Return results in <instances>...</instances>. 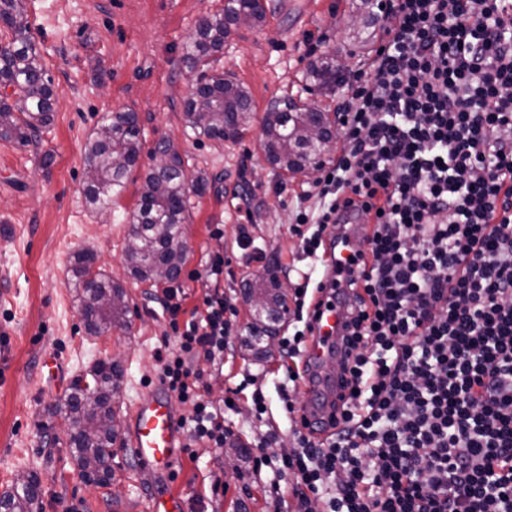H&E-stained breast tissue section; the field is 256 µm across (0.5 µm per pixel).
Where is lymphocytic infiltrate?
I'll return each mask as SVG.
<instances>
[{"instance_id":"1","label":"lymphocytic infiltrate","mask_w":512,"mask_h":512,"mask_svg":"<svg viewBox=\"0 0 512 512\" xmlns=\"http://www.w3.org/2000/svg\"><path fill=\"white\" fill-rule=\"evenodd\" d=\"M365 72L342 84L343 148L294 205L307 257L370 225L351 277L322 269L294 292L279 344L300 385L319 295L350 290L347 389L329 422L295 429L281 458L292 512H512V0H391ZM158 299L175 341L159 380L192 408L191 442L223 449L196 360L223 361L231 305L208 291Z\"/></svg>"}]
</instances>
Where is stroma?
<instances>
[{
	"label": "stroma",
	"mask_w": 512,
	"mask_h": 512,
	"mask_svg": "<svg viewBox=\"0 0 512 512\" xmlns=\"http://www.w3.org/2000/svg\"><path fill=\"white\" fill-rule=\"evenodd\" d=\"M226 0H23L31 34L57 93L52 126L22 147L0 140V365L8 381L0 385V493L11 491L16 476L38 475L37 512H143L154 494L124 438L112 449V485L86 483L61 418L76 378L101 361L121 360L123 378L112 398L117 428L128 407L147 396L157 381L156 353L169 331L168 319L152 295L163 284L141 282L125 262L129 217L137 205L144 171L152 165L159 138L177 147L190 176L203 178V193L192 196L187 225L188 254L178 278L186 308L201 304L203 270L211 251L223 249L228 276L219 287L235 299L237 332L224 351V364L205 365V395L218 401L230 387L241 392L224 409L229 431L223 450L198 443L182 455L176 485L188 512H273L270 469H256L258 449L268 455L295 446L283 409L280 384L289 364L279 346L252 339L255 313L245 293L258 272L245 265L235 239L240 224L254 219L255 236L267 250V263L289 270V288L315 262L291 231V202L308 189L305 177H292L269 165L259 145L261 119L274 101L288 95L317 101L335 111L338 93L309 88V64L330 54L350 71L366 69L387 26L350 25L357 0H265L262 26L233 28L217 64L250 96L252 118L238 139L221 142L186 131L183 105L196 84L182 57L203 16L221 11ZM139 117L142 151L127 187L108 211L90 208L84 145L112 112ZM50 166H42L44 154ZM224 227L223 241L209 235ZM92 253L94 267L125 290L133 321L130 331L89 333L80 312L73 258ZM56 357L59 372L44 363ZM262 390L268 411L255 415L251 396ZM224 489L214 492L213 473Z\"/></svg>",
	"instance_id": "1"
}]
</instances>
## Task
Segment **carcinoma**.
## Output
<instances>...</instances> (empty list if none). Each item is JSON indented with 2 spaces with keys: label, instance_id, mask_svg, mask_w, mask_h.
I'll use <instances>...</instances> for the list:
<instances>
[{
  "label": "carcinoma",
  "instance_id": "1",
  "mask_svg": "<svg viewBox=\"0 0 512 512\" xmlns=\"http://www.w3.org/2000/svg\"><path fill=\"white\" fill-rule=\"evenodd\" d=\"M241 15L251 25L266 21L263 0H227L224 11L198 22L182 58L184 66L198 74L195 91L186 100L183 121L197 137L224 140L239 133L251 119L249 96L239 84L213 68L216 55ZM11 39L0 47V86L17 88L16 100L0 97V139L25 146L53 121L56 92L47 76L21 0H0V26ZM310 83L320 89L336 86L338 74L333 59L326 56L308 68ZM324 123L322 109L314 103L286 98L272 103L262 123L260 147L269 164L284 172H297L320 155L310 130ZM105 136L95 132L84 146L87 172L85 198L95 210H103L126 187L128 172L141 155L140 127L135 112L112 113ZM156 151L162 155L142 177L137 209L130 215L134 245L126 247L125 258L131 274L141 282L172 281L186 261L188 246L181 234L190 204V194L203 190L202 180L188 175L184 161L168 140H160ZM93 259L82 253L74 258V271L81 293V312L89 332L99 334L118 328L127 330L131 309L123 288L98 274L91 276ZM267 293L258 316L271 324L285 306V300L270 290L263 276L253 284ZM123 368L116 361L97 363L86 378L94 391L76 380L64 411L70 442L87 482L106 484L112 479L109 460L116 429L112 423V395L120 386ZM41 494L40 481L32 475L4 496L5 512H35Z\"/></svg>",
  "mask_w": 512,
  "mask_h": 512
}]
</instances>
